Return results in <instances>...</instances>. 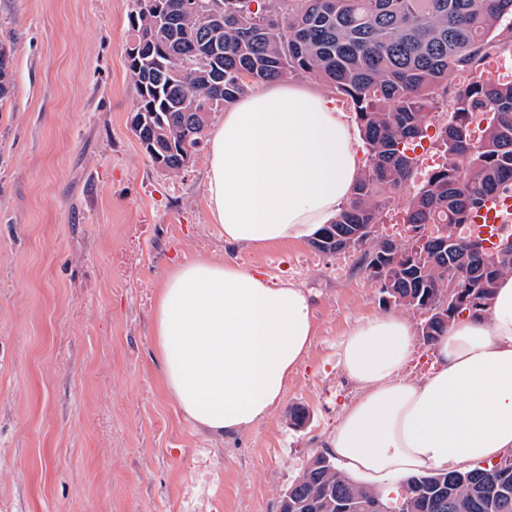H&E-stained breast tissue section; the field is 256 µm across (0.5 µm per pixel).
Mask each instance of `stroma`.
I'll return each instance as SVG.
<instances>
[{
  "label": "stroma",
  "instance_id": "stroma-1",
  "mask_svg": "<svg viewBox=\"0 0 512 512\" xmlns=\"http://www.w3.org/2000/svg\"><path fill=\"white\" fill-rule=\"evenodd\" d=\"M131 7L0 0L14 79L0 108V512H279L353 398L342 339L390 307L358 253L226 245L207 145L177 173L152 165L130 125ZM196 259L290 282L313 304L281 402L233 438L198 429L161 382L157 290Z\"/></svg>",
  "mask_w": 512,
  "mask_h": 512
}]
</instances>
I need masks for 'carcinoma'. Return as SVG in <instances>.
I'll list each match as a JSON object with an SVG mask.
<instances>
[{"mask_svg": "<svg viewBox=\"0 0 512 512\" xmlns=\"http://www.w3.org/2000/svg\"><path fill=\"white\" fill-rule=\"evenodd\" d=\"M224 13V25L208 17ZM129 24L144 49L126 53L143 118L137 138L154 166L176 172L200 145L208 114L257 84L306 74L354 113L367 145L350 201L314 242L336 230L380 223L395 196L413 185L405 224H442L460 253L482 240L468 225L493 199L512 198V81L486 78V59L512 56V0H133ZM13 88L0 46V102ZM443 162L423 169L424 140ZM440 238L387 257L393 303L431 311L422 336L434 341L453 318L490 312L512 254L476 257L467 275L438 255ZM280 500V512H374L382 495L321 454ZM398 512H512V458L464 472L408 480Z\"/></svg>", "mask_w": 512, "mask_h": 512, "instance_id": "cac0c4a2", "label": "carcinoma"}]
</instances>
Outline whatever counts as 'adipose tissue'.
<instances>
[{
	"instance_id": "1",
	"label": "adipose tissue",
	"mask_w": 512,
	"mask_h": 512,
	"mask_svg": "<svg viewBox=\"0 0 512 512\" xmlns=\"http://www.w3.org/2000/svg\"><path fill=\"white\" fill-rule=\"evenodd\" d=\"M358 136L333 98L278 81L238 98L212 130L205 190L230 244L301 242L332 223L361 169ZM313 335L308 294L237 263L196 260L162 281L154 346L184 417L242 433L279 404ZM412 324L398 314L355 325L339 364L357 389L325 452L386 493L417 475L463 471L512 451V276L492 310L463 314L431 348L432 373L407 379Z\"/></svg>"
}]
</instances>
